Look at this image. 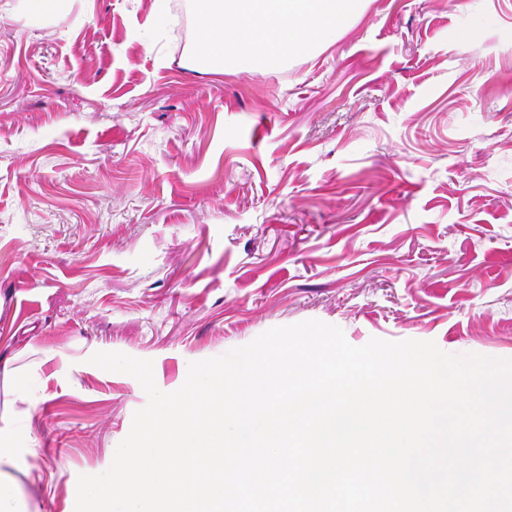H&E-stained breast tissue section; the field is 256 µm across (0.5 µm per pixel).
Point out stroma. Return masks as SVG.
Masks as SVG:
<instances>
[{
    "instance_id": "stroma-1",
    "label": "stroma",
    "mask_w": 512,
    "mask_h": 512,
    "mask_svg": "<svg viewBox=\"0 0 512 512\" xmlns=\"http://www.w3.org/2000/svg\"><path fill=\"white\" fill-rule=\"evenodd\" d=\"M190 0H0V427L75 512L189 363L317 319L512 359V0H366L277 70L188 63Z\"/></svg>"
}]
</instances>
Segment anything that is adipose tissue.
I'll return each instance as SVG.
<instances>
[{
  "label": "adipose tissue",
  "mask_w": 512,
  "mask_h": 512,
  "mask_svg": "<svg viewBox=\"0 0 512 512\" xmlns=\"http://www.w3.org/2000/svg\"><path fill=\"white\" fill-rule=\"evenodd\" d=\"M365 0H201L195 63L207 72L231 66L270 70L288 56L328 44Z\"/></svg>",
  "instance_id": "adipose-tissue-1"
}]
</instances>
